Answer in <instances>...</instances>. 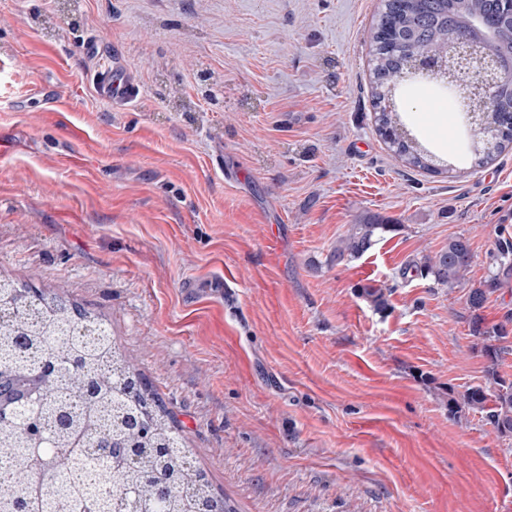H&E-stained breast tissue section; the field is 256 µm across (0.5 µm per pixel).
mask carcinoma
I'll return each mask as SVG.
<instances>
[{"label":"carcinoma","instance_id":"cac0c4a2","mask_svg":"<svg viewBox=\"0 0 512 512\" xmlns=\"http://www.w3.org/2000/svg\"><path fill=\"white\" fill-rule=\"evenodd\" d=\"M467 16L493 19L492 50L512 55V13L496 0H388L372 36L379 130L420 169L434 166L398 132L397 113L381 102L415 59L448 57V34L481 39V31L463 26ZM477 137L485 141L474 152L480 167L512 144V112L487 113ZM394 230L376 216L362 218L336 247V262L362 256ZM472 259L468 240L454 237L424 257L421 269L453 288ZM496 283L472 289L467 300L470 332L481 342L493 388L448 390V413L483 411L500 436L511 437L512 381L497 371L507 354L498 342L508 331L479 314ZM30 392L23 418L0 422V512H130L136 502L155 512H198L203 500L213 501L216 512H233L212 491L207 471L192 463L172 415L116 347L103 319L59 294L0 277V405Z\"/></svg>","mask_w":512,"mask_h":512}]
</instances>
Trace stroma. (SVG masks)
I'll return each mask as SVG.
<instances>
[{
	"instance_id": "1",
	"label": "stroma",
	"mask_w": 512,
	"mask_h": 512,
	"mask_svg": "<svg viewBox=\"0 0 512 512\" xmlns=\"http://www.w3.org/2000/svg\"><path fill=\"white\" fill-rule=\"evenodd\" d=\"M381 7L0 0V276L109 323L235 512H512V437L448 414L489 383L467 298L512 239V145L460 161L462 112L412 78L402 128L447 168L395 155L370 85ZM89 42L132 102L99 96ZM424 94L444 106L426 121ZM368 215L395 231L336 262ZM456 236L457 287L408 272Z\"/></svg>"
}]
</instances>
